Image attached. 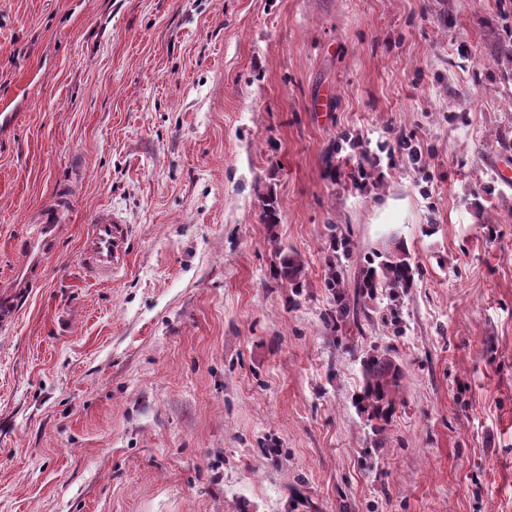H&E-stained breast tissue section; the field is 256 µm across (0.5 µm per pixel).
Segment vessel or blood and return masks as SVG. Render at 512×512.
Here are the masks:
<instances>
[{
  "label": "vessel or blood",
  "instance_id": "vessel-or-blood-1",
  "mask_svg": "<svg viewBox=\"0 0 512 512\" xmlns=\"http://www.w3.org/2000/svg\"><path fill=\"white\" fill-rule=\"evenodd\" d=\"M59 232L57 212L46 211L39 234L28 241L26 257L7 282L0 284V324L14 322L19 303L26 298L34 274L41 269L43 257ZM126 254V237L120 217L109 212L98 213L91 221L83 242L84 259L103 281L112 277L114 266L120 265Z\"/></svg>",
  "mask_w": 512,
  "mask_h": 512
}]
</instances>
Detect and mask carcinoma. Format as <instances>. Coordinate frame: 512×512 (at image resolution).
Segmentation results:
<instances>
[{"mask_svg": "<svg viewBox=\"0 0 512 512\" xmlns=\"http://www.w3.org/2000/svg\"><path fill=\"white\" fill-rule=\"evenodd\" d=\"M417 270L401 241L386 246L376 260L368 262L362 279L357 283L353 304L360 305L363 298L373 299L378 293L388 294L397 300L413 286ZM303 264L293 255H284L276 276L292 288L303 287ZM364 379L362 404L371 420L385 421L394 410L398 395L402 391L405 372L392 350L375 349L366 353L361 361Z\"/></svg>", "mask_w": 512, "mask_h": 512, "instance_id": "cac0c4a2", "label": "carcinoma"}]
</instances>
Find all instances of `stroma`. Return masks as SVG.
<instances>
[{
    "label": "stroma",
    "instance_id": "stroma-1",
    "mask_svg": "<svg viewBox=\"0 0 512 512\" xmlns=\"http://www.w3.org/2000/svg\"><path fill=\"white\" fill-rule=\"evenodd\" d=\"M1 103L0 282L62 225L0 327V512H512V0H0ZM335 228L348 294L403 241L398 304L341 312ZM123 220L109 212L98 213L91 221L83 242L84 259L102 280L112 278V268L120 265L126 254ZM275 274L282 283H287L291 288L303 287V264L293 255L286 254L280 259ZM372 351L361 361L365 384L361 403L371 421H386L402 391L405 372L392 350Z\"/></svg>",
    "mask_w": 512,
    "mask_h": 512
}]
</instances>
